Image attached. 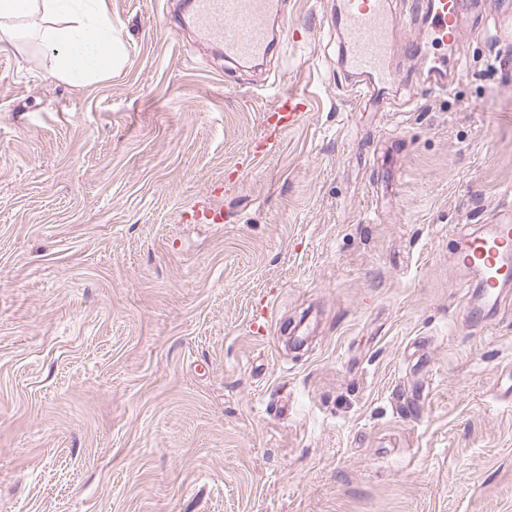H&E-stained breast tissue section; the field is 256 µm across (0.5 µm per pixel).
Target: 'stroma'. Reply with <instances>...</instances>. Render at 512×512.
Segmentation results:
<instances>
[{
  "instance_id": "stroma-1",
  "label": "stroma",
  "mask_w": 512,
  "mask_h": 512,
  "mask_svg": "<svg viewBox=\"0 0 512 512\" xmlns=\"http://www.w3.org/2000/svg\"><path fill=\"white\" fill-rule=\"evenodd\" d=\"M478 2L440 91L390 0L360 100L340 0H282L259 67L188 0H106L89 88L0 51V512H512V311L470 319L453 255L512 211V0ZM279 91L310 109L250 162ZM212 197H216L214 192L211 196L202 198L194 206L193 218L196 222L201 224L224 223V208L216 203Z\"/></svg>"
}]
</instances>
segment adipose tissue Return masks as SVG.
<instances>
[{
	"mask_svg": "<svg viewBox=\"0 0 512 512\" xmlns=\"http://www.w3.org/2000/svg\"><path fill=\"white\" fill-rule=\"evenodd\" d=\"M31 28L50 50V74L77 87L110 78L122 64V41L105 0H0V50Z\"/></svg>",
	"mask_w": 512,
	"mask_h": 512,
	"instance_id": "adipose-tissue-1",
	"label": "adipose tissue"
}]
</instances>
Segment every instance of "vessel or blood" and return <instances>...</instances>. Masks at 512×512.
Listing matches in <instances>:
<instances>
[{"instance_id": "1", "label": "vessel or blood", "mask_w": 512, "mask_h": 512, "mask_svg": "<svg viewBox=\"0 0 512 512\" xmlns=\"http://www.w3.org/2000/svg\"><path fill=\"white\" fill-rule=\"evenodd\" d=\"M190 4V22L197 34L220 41L226 59L245 65L273 51L269 20L279 13L280 0H190ZM421 8L428 22V38L416 49L423 53L432 48L440 50V57L434 58L428 68L427 81L441 89L448 85L444 52L454 47L462 33L461 0H422ZM394 26L386 0H343L336 16L342 59L350 69L366 75L372 85H385L392 78L387 59ZM306 108L304 97L278 94L275 104L263 113L264 134L251 143L254 159L265 157L276 136L295 127ZM193 218L201 224H220L224 208L207 196L195 205ZM456 259L462 271L482 277L477 314H499L503 308L502 288L512 282V218L506 216L479 231L460 234Z\"/></svg>"}]
</instances>
